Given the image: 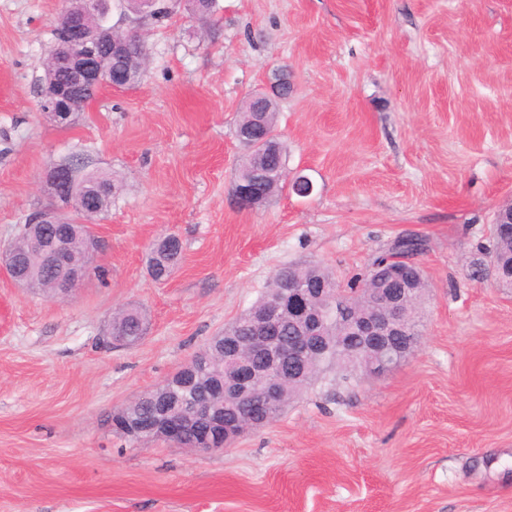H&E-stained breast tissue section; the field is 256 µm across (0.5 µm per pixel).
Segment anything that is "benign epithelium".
I'll list each match as a JSON object with an SVG mask.
<instances>
[{
  "mask_svg": "<svg viewBox=\"0 0 512 512\" xmlns=\"http://www.w3.org/2000/svg\"><path fill=\"white\" fill-rule=\"evenodd\" d=\"M100 0H65L59 20H67L72 37L65 43L60 64L67 68L74 83L53 81L40 89V109L60 126L71 122L87 101L78 88L99 89L114 86L112 57L123 50L124 44L110 34L101 33L85 25V14L98 9ZM78 170L71 164H56L44 174L45 185L56 205L31 214L25 227L34 232L49 224H69L71 212L89 213L96 210L94 194L75 191ZM238 208L250 210L258 201L247 187L237 184L234 194ZM74 247L73 235L53 239L42 255L40 266L52 269L61 280L60 293L68 294L89 274L86 266L75 267L70 257ZM0 266L19 285L29 288L35 277L21 274L15 266L11 245L0 247ZM388 278V287L373 290L375 307L361 313L358 304L350 300L344 288L332 281L319 282L314 288L305 282H290L280 294L272 298L259 312L252 336L242 340L238 336L218 335L224 367L230 371L213 375L212 390L221 393L216 402L195 405L183 411V401L174 389H189L196 384L197 357L157 386V412L152 421L142 424L123 418V411L112 415L111 426L135 440L162 438L177 442L184 431L193 425L206 429L200 451L227 448L243 433L241 423L232 420V414L249 404L260 401L268 411L287 403L280 376L284 362L294 369H303L308 362L326 351L327 337L336 327L342 336L336 339V353L343 365L350 368L361 362L364 369L381 373L388 370L402 356L401 340L411 336V327L404 323L407 306L423 283L421 275L408 280L399 267L383 270L372 267L366 273L368 281ZM285 321L297 325L298 334L288 341L280 339V326ZM264 359L261 365L249 360L253 355Z\"/></svg>",
  "mask_w": 512,
  "mask_h": 512,
  "instance_id": "1",
  "label": "benign epithelium"
}]
</instances>
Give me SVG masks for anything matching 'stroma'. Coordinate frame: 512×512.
Segmentation results:
<instances>
[{"label": "stroma", "instance_id": "obj_1", "mask_svg": "<svg viewBox=\"0 0 512 512\" xmlns=\"http://www.w3.org/2000/svg\"><path fill=\"white\" fill-rule=\"evenodd\" d=\"M60 0H0V244L48 207L56 163L114 175L104 242L76 291L0 272V512H512V288L483 270L512 203V0H179L139 29L149 62L73 123L40 110ZM288 68L289 171L314 184L242 211V105ZM182 257L152 280L154 244ZM419 234L429 284L413 353L380 375L323 373L264 428L195 452L107 418L172 376L288 264L339 285ZM142 308L132 347L102 338Z\"/></svg>", "mask_w": 512, "mask_h": 512}]
</instances>
